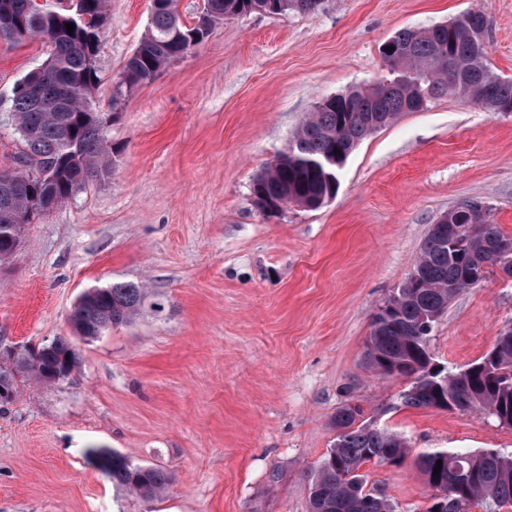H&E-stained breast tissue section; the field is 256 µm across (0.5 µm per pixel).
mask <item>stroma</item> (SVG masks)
Wrapping results in <instances>:
<instances>
[{
	"label": "stroma",
	"instance_id": "35a3bbf8",
	"mask_svg": "<svg viewBox=\"0 0 512 512\" xmlns=\"http://www.w3.org/2000/svg\"><path fill=\"white\" fill-rule=\"evenodd\" d=\"M151 0H108L95 110L111 176L28 225L0 261V355L70 335L81 294L143 284L159 312L80 343L66 379L18 376L0 407V512H309L307 474L338 407L426 448L512 454V428L479 411L401 406V377L366 369L370 321L411 273L432 224L466 200L512 236V112L456 96L362 140L335 198L270 216L250 184L325 97L389 77L384 43L470 9L491 19L488 62L512 77V0H321L316 12L226 18L148 81L117 83ZM32 36L0 39V171L21 141L9 97L46 61ZM512 324V278L491 269L430 337L458 370ZM110 448L174 481L147 500L85 456ZM402 512L433 491L413 462L363 467Z\"/></svg>",
	"mask_w": 512,
	"mask_h": 512
}]
</instances>
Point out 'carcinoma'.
<instances>
[{
  "label": "carcinoma",
  "mask_w": 512,
  "mask_h": 512,
  "mask_svg": "<svg viewBox=\"0 0 512 512\" xmlns=\"http://www.w3.org/2000/svg\"><path fill=\"white\" fill-rule=\"evenodd\" d=\"M148 31L127 60L119 85L149 79L167 63L204 41L224 18L254 10L255 0H204L193 24L182 20L177 0H157ZM321 0H274L270 13H314ZM15 26L0 37L23 40L40 35L52 45L45 64L23 78L26 88L12 89L11 110L23 143L18 167L0 171V260L11 257L21 237L15 218L36 204L47 211L66 202L77 190L112 173L102 119L91 107L98 82L89 58L98 53L104 29L73 22L67 32L65 13L37 9L33 0H9ZM489 22L478 10L426 29H405L390 38L385 56L395 74L366 89L326 97L302 122L277 155L251 184L254 204L277 202L315 209L332 200L340 167L368 135L391 124L403 112L425 109L433 99L455 95L480 103L491 112L512 111V77L495 73L487 62L481 38ZM454 249L441 243V224L430 229L414 264L417 280L406 281L391 296L398 314L391 321L372 318L366 344L370 368L408 378L400 392L402 405L440 410L477 409L512 426V334L498 335L494 347L460 370L442 368L432 376L417 366L429 354L433 328L424 318L441 316L452 299L473 287L476 275L486 277L493 257L512 258V236L501 232L490 211L469 210L457 233L448 234ZM146 288L132 282L112 283L85 291L68 315L73 336H58L38 350L8 356L0 368V385L17 392L15 374L25 371L41 383L70 376L79 364L72 338H97L114 326L131 322L142 312ZM363 410L345 404L336 410V438L310 471L309 512H398V505L379 486L369 483L367 462L400 467L411 453L399 434L362 419ZM95 462L120 489L152 498L172 483L162 466L136 465L107 448H89ZM439 474H434L437 461ZM428 486L444 499L442 512H486L512 506V455L494 451L463 452L429 448L414 458ZM469 473L464 482L456 471Z\"/></svg>",
  "instance_id": "carcinoma-1"
}]
</instances>
